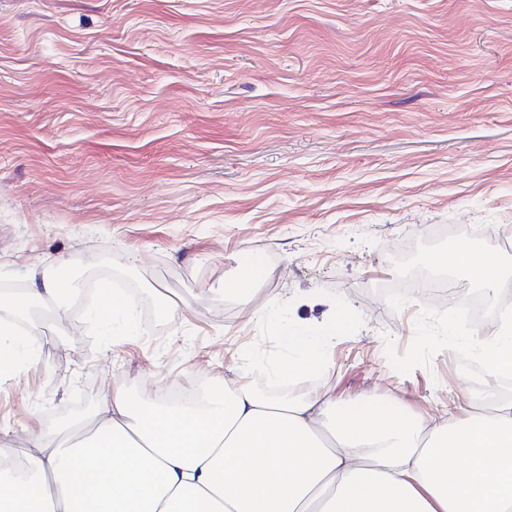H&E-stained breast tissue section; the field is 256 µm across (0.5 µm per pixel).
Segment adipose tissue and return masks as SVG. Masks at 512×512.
<instances>
[{
    "instance_id": "1",
    "label": "adipose tissue",
    "mask_w": 512,
    "mask_h": 512,
    "mask_svg": "<svg viewBox=\"0 0 512 512\" xmlns=\"http://www.w3.org/2000/svg\"><path fill=\"white\" fill-rule=\"evenodd\" d=\"M73 282L33 281L0 317V352L34 354L14 320L43 299L66 323ZM279 356L247 361L180 404L163 388L105 393L80 431L0 448V512H512V399L465 394L458 413L411 416L263 393L325 368L322 337L276 317ZM488 376L512 372V315L494 333L449 328Z\"/></svg>"
}]
</instances>
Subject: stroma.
I'll return each mask as SVG.
<instances>
[{
  "label": "stroma",
  "instance_id": "stroma-1",
  "mask_svg": "<svg viewBox=\"0 0 512 512\" xmlns=\"http://www.w3.org/2000/svg\"><path fill=\"white\" fill-rule=\"evenodd\" d=\"M512 235V0H0V293L102 261L156 310L50 304L34 361L0 377V448L58 413L223 376L279 350L266 305L337 328L326 387L352 406L455 408L454 352L404 374L420 297L380 290L441 226ZM261 261L252 303L225 279ZM99 319H119L124 323L127 332H135L137 308L134 302L127 296L111 289L104 290L102 301L95 306Z\"/></svg>",
  "mask_w": 512,
  "mask_h": 512
}]
</instances>
